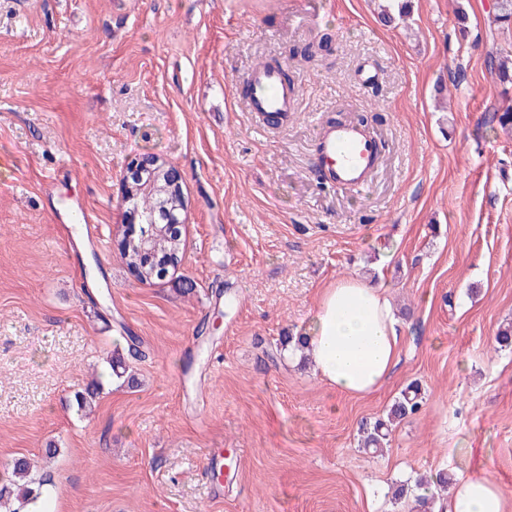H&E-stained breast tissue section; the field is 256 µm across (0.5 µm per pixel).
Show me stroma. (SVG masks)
I'll return each mask as SVG.
<instances>
[{
  "instance_id": "35a3bbf8",
  "label": "stroma",
  "mask_w": 512,
  "mask_h": 512,
  "mask_svg": "<svg viewBox=\"0 0 512 512\" xmlns=\"http://www.w3.org/2000/svg\"><path fill=\"white\" fill-rule=\"evenodd\" d=\"M494 2L410 0L404 24L378 0H0V470L32 459L49 512H417L392 485L441 470L487 475L512 512V134L483 122L512 106L486 65L512 57V26ZM261 61L299 91L275 127L233 92ZM357 112L381 158L367 185L322 188L318 130ZM138 154L180 170L189 215L179 269L147 283L118 250ZM81 206L97 236H67ZM343 277L374 278L398 322L400 363L363 397L263 353ZM128 333L132 388L107 364ZM413 381L421 411L359 448Z\"/></svg>"
}]
</instances>
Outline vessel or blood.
Listing matches in <instances>:
<instances>
[{"label": "vessel or blood", "instance_id": "b4317fda", "mask_svg": "<svg viewBox=\"0 0 512 512\" xmlns=\"http://www.w3.org/2000/svg\"><path fill=\"white\" fill-rule=\"evenodd\" d=\"M246 82L253 88L246 100L248 111L265 119L292 111L297 89L282 83L276 69L265 64L252 68ZM376 162V145L358 125L342 123L321 130L318 166L328 182L365 185Z\"/></svg>", "mask_w": 512, "mask_h": 512}]
</instances>
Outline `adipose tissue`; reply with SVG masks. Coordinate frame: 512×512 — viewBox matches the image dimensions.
Masks as SVG:
<instances>
[{"instance_id": "ef3b65f1", "label": "adipose tissue", "mask_w": 512, "mask_h": 512, "mask_svg": "<svg viewBox=\"0 0 512 512\" xmlns=\"http://www.w3.org/2000/svg\"><path fill=\"white\" fill-rule=\"evenodd\" d=\"M305 341L318 378L349 396L378 390L400 360L386 291L359 278L323 289ZM442 512H506V500L490 478L472 475L460 478Z\"/></svg>"}]
</instances>
